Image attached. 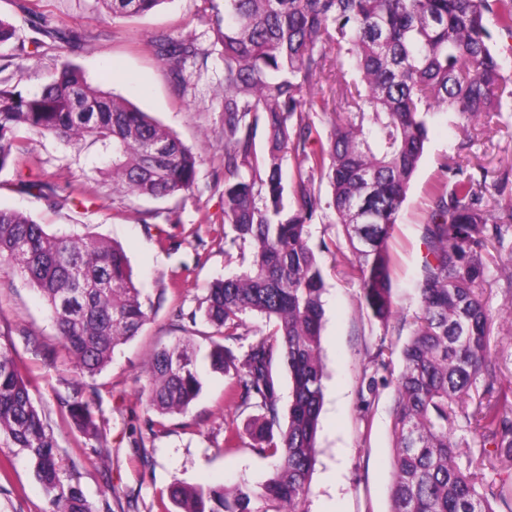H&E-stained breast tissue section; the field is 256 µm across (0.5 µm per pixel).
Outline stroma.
<instances>
[{"label":"stroma","mask_w":512,"mask_h":512,"mask_svg":"<svg viewBox=\"0 0 512 512\" xmlns=\"http://www.w3.org/2000/svg\"><path fill=\"white\" fill-rule=\"evenodd\" d=\"M223 11L224 0H168L146 17L112 19L101 0H0V18L19 30L18 40L0 46V66H6L12 87L41 91L57 75L62 58H69L93 85L148 112L200 156L192 192L166 199L133 197L120 206L113 201L112 158L96 144L78 151L31 132L20 166L0 172V207L27 212L54 233L89 232L120 243L150 310L139 334L119 347L94 388L82 390L104 432L98 442L84 436L60 405L72 393V365L44 301L20 275L0 273V341L12 345L22 371L36 381L33 398L49 416L60 461L78 478L95 512H166L173 483H256L273 468L272 459L253 450L251 437L238 449H225V421L243 428L251 413L227 403V379L221 374H205L203 391L186 414L167 416L155 432L147 430L153 416L145 391L151 354L207 331L204 321H190L188 313L198 309L214 281L243 268L239 251L224 248V67L215 23ZM33 13L51 28L77 32L79 46L64 55L51 39L33 43L28 25ZM161 33L193 38L209 54L206 67L191 70L187 93L174 89L166 65L148 46ZM464 135L455 113L429 119L426 151L388 242L398 309L389 325L369 321L361 310L343 258L319 256L326 376L318 456L304 512H389L393 388L374 379L369 358L382 345L401 348L409 337L417 309L413 284L426 255L421 226L444 182L440 165L456 156ZM472 136L469 173L477 179L512 177V112L481 118ZM22 179L55 184L66 205L51 207L18 192ZM169 210L179 214V223L147 227L138 221L142 214ZM179 311L185 320H176ZM4 456L11 465L0 474V512H48L27 457L0 448Z\"/></svg>","instance_id":"35a3bbf8"}]
</instances>
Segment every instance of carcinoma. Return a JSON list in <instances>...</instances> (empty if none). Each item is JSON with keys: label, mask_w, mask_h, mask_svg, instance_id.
I'll list each match as a JSON object with an SVG mask.
<instances>
[{"label": "carcinoma", "mask_w": 512, "mask_h": 512, "mask_svg": "<svg viewBox=\"0 0 512 512\" xmlns=\"http://www.w3.org/2000/svg\"><path fill=\"white\" fill-rule=\"evenodd\" d=\"M100 2L112 17L130 18L168 0ZM490 18L512 36V0H224V246L250 261L208 288L207 359L212 371L229 375L227 400L259 411L249 431L275 463L257 485L175 483L168 492L175 512H302L324 399L318 254L346 259L369 320L385 326L396 316L388 241L428 141V118L455 112L470 125L512 101ZM30 28L66 47L77 41L33 19ZM150 46L181 93L186 64L207 65L192 38L160 34ZM23 130L72 148L88 138L112 148L114 194L163 199L196 184L197 153L66 60L38 94L0 86V172L26 153ZM288 158L304 172L292 186L283 179ZM441 171L446 186L421 228L419 311L400 367L383 346L372 359L394 388L390 512H512V397L500 388L508 357L491 352L495 320L511 321L512 303L495 314L487 299L495 271L512 280V267L500 266L512 203L490 205L486 182L457 161ZM317 179L327 181L328 197L315 189ZM19 185L59 203L47 182ZM327 209L341 234L315 245L309 227ZM0 268L37 290L83 378L100 374L149 319L123 247L90 233H52L29 214L0 208ZM248 313L271 329L237 357L224 342L240 339ZM278 364L292 386L284 424ZM203 384L187 336L153 354L149 407L183 414ZM32 390L15 351L0 343V447L29 457L50 512H93L63 471ZM61 404L83 434L101 437L88 403Z\"/></svg>", "instance_id": "1"}]
</instances>
